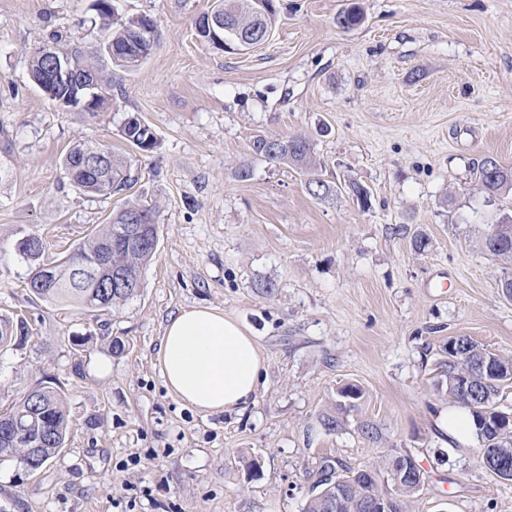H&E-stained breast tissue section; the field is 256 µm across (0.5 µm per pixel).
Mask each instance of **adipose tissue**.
<instances>
[{
    "mask_svg": "<svg viewBox=\"0 0 512 512\" xmlns=\"http://www.w3.org/2000/svg\"><path fill=\"white\" fill-rule=\"evenodd\" d=\"M156 358L167 391L208 414L253 404L265 369L249 331L224 311L204 306L171 317Z\"/></svg>",
    "mask_w": 512,
    "mask_h": 512,
    "instance_id": "ef3b65f1",
    "label": "adipose tissue"
}]
</instances>
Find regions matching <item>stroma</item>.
<instances>
[{"instance_id":"1","label":"stroma","mask_w":512,"mask_h":512,"mask_svg":"<svg viewBox=\"0 0 512 512\" xmlns=\"http://www.w3.org/2000/svg\"><path fill=\"white\" fill-rule=\"evenodd\" d=\"M93 2L0 0V313L28 329L0 350V409L48 382L70 418L42 469L0 463V512H303L323 458L365 469L391 449L427 473L411 512H512V482L478 463L475 435L441 431L455 406L437 386L452 337L512 354V300L497 288L512 266L476 244L512 217V198L474 183L484 158L512 168V0H275L269 40L237 53L196 34L214 0H112L120 16H153L161 36L132 71L99 55L114 71L110 109L65 112L32 84L29 54L55 35L99 54ZM354 6L360 24L337 26ZM131 113L154 152L121 137ZM299 133L331 194L252 150ZM83 141L124 157L128 189L71 184L62 159ZM131 203L154 207L159 226L137 297L98 315L31 293L22 237L55 261ZM199 305L237 318L266 360L244 410L205 414L163 384L166 323ZM348 384L363 397L325 430Z\"/></svg>"}]
</instances>
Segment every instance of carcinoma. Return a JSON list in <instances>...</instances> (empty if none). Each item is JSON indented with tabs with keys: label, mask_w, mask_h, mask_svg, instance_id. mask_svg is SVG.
Returning a JSON list of instances; mask_svg holds the SVG:
<instances>
[{
	"label": "carcinoma",
	"mask_w": 512,
	"mask_h": 512,
	"mask_svg": "<svg viewBox=\"0 0 512 512\" xmlns=\"http://www.w3.org/2000/svg\"><path fill=\"white\" fill-rule=\"evenodd\" d=\"M95 10L101 27L106 33L103 46L112 47L110 58L117 66L126 70L133 69L150 54L154 43L148 40L143 31L146 25L145 14L141 18L134 16L126 19L114 18L111 0H96ZM213 11L222 15L224 21L232 27L247 33L259 25L272 29L275 11H270L262 19H257L253 11V0H214ZM67 57L78 67V76L96 81L108 88L112 87V75L104 72L97 61L84 53L76 44L43 45L34 49L30 55V77L40 86L52 60ZM123 139L143 152L155 149L157 138L142 128L136 115L126 118L121 129ZM263 139L253 142L254 153L274 164H292L307 176L308 189L315 196H324L331 187L319 178L312 160L311 143L305 136H286L271 148L262 146ZM99 148L109 154L107 176L101 179L88 173L83 164L86 152ZM63 166L72 184L79 190L96 195H110L127 188V179L123 177L124 159L112 154V149L103 145L80 142L73 145L63 157ZM478 190L488 196H497L512 191V168H507L492 157L481 161L477 167ZM126 224H143L146 235L138 245H130L118 239L116 232ZM159 225L154 223L152 207L133 203L112 216V221L103 229L78 243L73 253L53 263V272L48 281L41 280L39 268L44 265L45 246L43 241L33 235L22 238L17 244L19 255L29 267L28 283L30 291L38 298L48 301L67 302L86 312H109L138 296L142 288L143 270L152 260L158 245ZM112 246L109 255L112 268L127 274L125 285L112 287V292L102 291L100 283L91 276L79 277L76 272L78 260H90ZM482 249L504 263L512 262V219H504L498 224H489L480 241ZM25 323L8 314L0 313V348L10 345L20 346L26 338ZM450 343L460 349L459 355H448L439 365L444 377L448 398L465 408L473 417L475 435L480 442L478 458L481 464L502 471L500 479L512 481V418L500 409L499 398L504 390L512 388V376L495 374L485 369L484 364L492 362L497 369L512 368V356L492 352L467 336H457ZM470 382L473 392L465 394L461 384ZM41 400L49 408L52 442L43 449L40 465H45L64 447L69 413L66 397L56 388L44 385L39 387ZM362 396L356 390L352 403L336 401V411L322 420L325 429L331 431L341 425V415L356 407L355 401ZM1 419L20 420L27 426L30 439L37 438L43 429V416L34 406L32 399L20 397ZM27 448L0 438V463L15 459L22 461ZM398 453L389 452L382 456L379 466L372 469L373 478L364 484L355 471L339 468L336 460L324 459L318 468V478L314 482L304 506V512H369L368 499L372 496H385L389 491L382 487L381 477L395 481L396 458ZM343 482L344 494L339 504L330 500L327 476Z\"/></svg>",
	"instance_id": "1"
}]
</instances>
